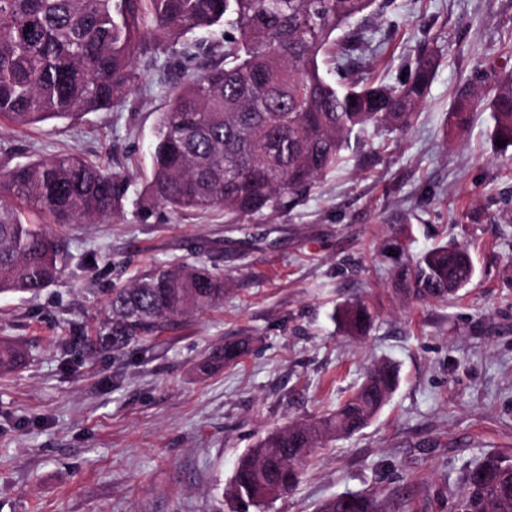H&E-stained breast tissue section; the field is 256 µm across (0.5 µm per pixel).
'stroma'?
I'll return each mask as SVG.
<instances>
[{"instance_id":"stroma-1","label":"stroma","mask_w":512,"mask_h":512,"mask_svg":"<svg viewBox=\"0 0 512 512\" xmlns=\"http://www.w3.org/2000/svg\"><path fill=\"white\" fill-rule=\"evenodd\" d=\"M358 27L360 72L388 84L420 50L438 51L426 100L407 131L365 134L268 218L148 206L179 54L161 71L138 63L121 106L0 127V164L74 150L130 179L112 222L53 226L67 255L59 281L34 301L0 295V338L26 353L0 376V512H316L362 491L385 512H457L466 468L512 457V147L489 139V112L446 125L456 90L512 55V0H378ZM392 237L414 254L464 246L472 283L445 302L402 299L381 252ZM181 261L223 274V305L150 342L115 343L113 288ZM357 298L375 312L358 338L336 316ZM243 336L253 346L239 364L202 370ZM384 361L399 383L367 427L327 441L264 506L229 497L247 448L334 409Z\"/></svg>"}]
</instances>
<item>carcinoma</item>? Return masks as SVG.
<instances>
[{
  "instance_id": "cac0c4a2",
  "label": "carcinoma",
  "mask_w": 512,
  "mask_h": 512,
  "mask_svg": "<svg viewBox=\"0 0 512 512\" xmlns=\"http://www.w3.org/2000/svg\"><path fill=\"white\" fill-rule=\"evenodd\" d=\"M376 0H0V125L29 127L76 120L114 108L131 94L137 59L153 65L165 50H181L192 68L173 88L155 130L150 204L174 212L222 211L231 222L273 215L336 168L351 138L369 130L405 131L421 108L439 57L420 54L394 84L356 78L333 85L319 56L348 66L353 24ZM467 84L448 120L467 126L473 110L490 112L491 138L512 145V75L494 67ZM126 176L76 152L0 167V294L31 298L53 283L66 257L51 224H99L128 195ZM397 290L415 299L446 300L473 279L467 250L452 243L415 256L390 240ZM224 276L202 264L158 266L112 289L108 305L122 339L145 342L174 317L221 306ZM345 328L366 334L373 313L362 299L341 309ZM248 343L224 344L230 365ZM21 351L0 341V374ZM398 383L391 362L370 369L336 408L310 423L269 433L238 461L229 485L237 500L260 504L270 491L296 487L326 439L363 428L388 403ZM461 512H512V464L488 455L466 470ZM319 512H377L366 491L333 498Z\"/></svg>"
}]
</instances>
